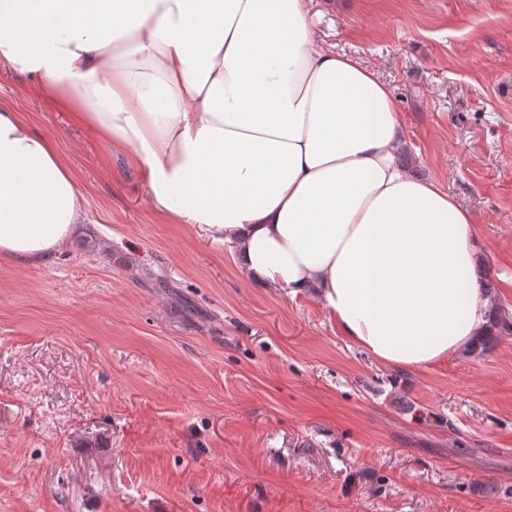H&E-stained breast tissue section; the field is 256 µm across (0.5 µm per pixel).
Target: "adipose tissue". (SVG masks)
I'll return each mask as SVG.
<instances>
[{
	"instance_id": "obj_1",
	"label": "adipose tissue",
	"mask_w": 512,
	"mask_h": 512,
	"mask_svg": "<svg viewBox=\"0 0 512 512\" xmlns=\"http://www.w3.org/2000/svg\"><path fill=\"white\" fill-rule=\"evenodd\" d=\"M1 69L130 150L157 214L316 295L379 362L430 371L490 332L472 213L398 164L392 90L315 45L305 0H0ZM87 221L55 143L0 105V253L45 258Z\"/></svg>"
}]
</instances>
